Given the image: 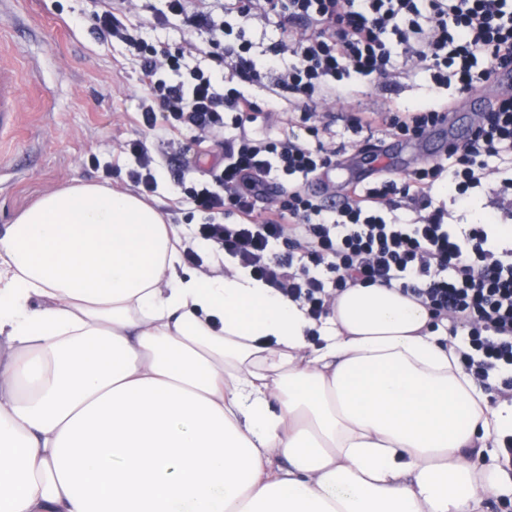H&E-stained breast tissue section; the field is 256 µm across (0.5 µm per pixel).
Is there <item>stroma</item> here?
<instances>
[{
    "label": "stroma",
    "instance_id": "35a3bbf8",
    "mask_svg": "<svg viewBox=\"0 0 512 512\" xmlns=\"http://www.w3.org/2000/svg\"><path fill=\"white\" fill-rule=\"evenodd\" d=\"M95 0H12L0 11V51L14 59L22 87L20 129L0 144V227L13 223L51 191L80 183L132 189L134 158L123 148L141 127L139 63L124 45L105 42L92 29ZM477 109L453 113V130L434 129L420 145L444 154L450 140L464 142ZM331 135L347 144L352 166L373 177L376 158L393 178L410 171L404 144L383 134L358 135L336 123ZM150 196L178 234L202 220L170 168L156 171Z\"/></svg>",
    "mask_w": 512,
    "mask_h": 512
}]
</instances>
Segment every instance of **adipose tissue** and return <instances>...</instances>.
Wrapping results in <instances>:
<instances>
[{
	"instance_id": "1",
	"label": "adipose tissue",
	"mask_w": 512,
	"mask_h": 512,
	"mask_svg": "<svg viewBox=\"0 0 512 512\" xmlns=\"http://www.w3.org/2000/svg\"><path fill=\"white\" fill-rule=\"evenodd\" d=\"M83 183L0 231V512H485L512 496L490 404L400 289L322 321Z\"/></svg>"
}]
</instances>
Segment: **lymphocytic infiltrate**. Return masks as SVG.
Returning a JSON list of instances; mask_svg holds the SVG:
<instances>
[{"label":"lymphocytic infiltrate","instance_id":"f902f5d3","mask_svg":"<svg viewBox=\"0 0 512 512\" xmlns=\"http://www.w3.org/2000/svg\"><path fill=\"white\" fill-rule=\"evenodd\" d=\"M93 29L119 40L140 62L144 136L128 141L141 195L157 189L159 162L177 181L200 165L206 145L219 152L186 194L206 218L196 238L234 258L270 288L328 315L337 293L362 284L398 286L435 321L465 333L461 357L475 378L512 371V248L493 245L479 224L456 234L435 202L444 188L467 206L492 172L486 157L512 151V86L500 90L449 160L426 163L403 180L351 187L325 206L308 185L340 153L320 133L336 122L375 127L401 140L444 125L458 96L512 69V0H164L150 22L186 33L178 48L143 41L126 22L128 0H100ZM274 18L277 38L255 56L249 26ZM200 56L188 64L189 56ZM288 66H281V59ZM429 73L445 99L409 107L333 103L358 97L354 78L376 92L402 76ZM296 112L303 133L273 135ZM193 131L192 144L168 132ZM408 219H401V212ZM280 242L284 251H272Z\"/></svg>","mask_w":512,"mask_h":512}]
</instances>
